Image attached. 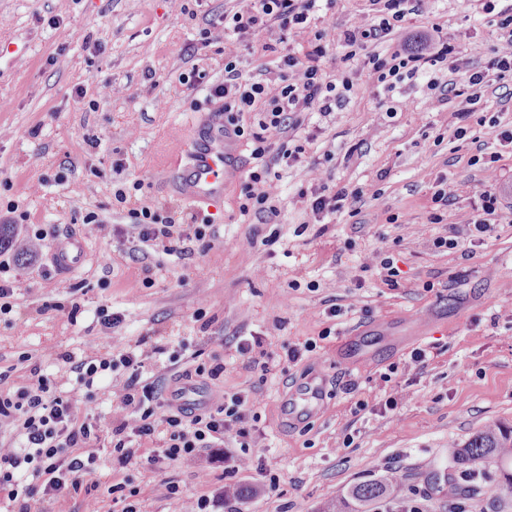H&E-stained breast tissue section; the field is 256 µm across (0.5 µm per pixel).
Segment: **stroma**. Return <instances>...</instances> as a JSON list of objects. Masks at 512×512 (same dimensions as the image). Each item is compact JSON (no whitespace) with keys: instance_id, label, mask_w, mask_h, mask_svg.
Here are the masks:
<instances>
[{"instance_id":"obj_1","label":"stroma","mask_w":512,"mask_h":512,"mask_svg":"<svg viewBox=\"0 0 512 512\" xmlns=\"http://www.w3.org/2000/svg\"><path fill=\"white\" fill-rule=\"evenodd\" d=\"M235 0H0V217L18 204L34 227L78 231L91 258L74 274L52 273L51 242L36 249L16 233L5 255L16 290L11 314L0 315V393H14L32 356L61 391L75 376L62 353L76 358L120 354L143 336L162 345L147 361L157 374L191 368L224 352V385L203 397L246 390L258 417L259 450L225 445L238 468L235 485L249 496L236 512H321L349 487L390 481L399 493L368 512L418 492L423 512H448V451L485 428L512 426V149L500 133L512 124V80L488 75L476 120L464 139L448 127L469 87L434 105L425 80L388 92L364 64L333 47L327 72L352 80L349 104L330 117L303 116L298 138H309L302 161L277 164L278 217L240 216L241 183L254 161L240 150L239 171L224 199L204 210L217 237L200 252L129 253L133 211L184 210L176 172L188 161L192 122L212 112L206 97L224 80V47L204 39ZM512 0H430L400 40L421 48L433 32L458 46L468 69H484L499 43L500 13ZM199 69L203 83L189 75ZM84 96H76V88ZM500 161H492V154ZM122 163V175L112 168ZM456 190L449 205L433 203L440 182ZM125 187L126 203L114 198ZM504 208L483 244L438 255L431 240L443 224H465L486 187ZM348 196L336 213L315 222L300 192ZM107 225L99 230L88 214ZM440 214L443 224L431 223ZM401 271L391 288L379 262ZM78 285L70 294L66 285ZM339 315L330 316L331 307ZM117 317L112 328L101 314ZM255 337L267 370L240 356V338ZM314 343L301 361L288 347ZM421 348L425 366L410 354ZM320 375L327 409L287 422L283 404L306 377ZM121 378L98 381L92 406L108 447L113 421L125 418L116 391ZM396 398L395 410L384 403ZM212 449L170 465L116 473L102 460L86 477L90 493L61 501V512H110V485L137 491L144 512H183L188 499L224 484ZM496 475L500 465L486 462ZM180 493L161 499V479ZM465 512H512L503 480L461 499Z\"/></svg>"}]
</instances>
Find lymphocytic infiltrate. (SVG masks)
Returning <instances> with one entry per match:
<instances>
[{
	"instance_id": "lymphocytic-infiltrate-1",
	"label": "lymphocytic infiltrate",
	"mask_w": 512,
	"mask_h": 512,
	"mask_svg": "<svg viewBox=\"0 0 512 512\" xmlns=\"http://www.w3.org/2000/svg\"><path fill=\"white\" fill-rule=\"evenodd\" d=\"M317 0H237L235 12L213 22L208 38L224 46V81L209 90V100L221 101L225 129L250 145L254 161L241 184V215L252 213L275 217L279 214L267 155L291 166L306 151L305 144H290L288 134L297 130L301 113L330 116L349 103L336 80L322 66L330 47H364L369 42L389 40L386 53L368 57L370 73L384 90L393 91L397 82L426 78L429 90L448 91V82L435 79L437 71L464 73L471 90L464 107L454 117L455 138L468 133L472 104L482 97L487 72L498 78L512 76V14L498 22L506 38L493 51L486 70L466 71L458 61L459 50L441 36H432L424 49L415 51L391 36L409 15L423 11L425 0H368L369 22L342 30L319 28L311 23ZM277 31V43L263 49L277 53L278 75L273 79L244 78L239 69L240 50L249 37ZM304 40L303 55L278 54V43L288 38ZM501 208L500 197L483 192L481 209L465 224L449 225L435 236V252L461 244L484 243L495 230L492 222ZM216 237L209 216L188 213L175 216L164 209L142 208L129 238L133 245L178 251L192 239L210 247ZM61 359L76 375V389L62 395L54 379L32 364L25 386L15 394H0V435L20 438L17 448H0V512H56L62 499L79 494L101 454H108L114 471L156 468L197 456L203 449L220 448L232 442L242 448L257 447V418L250 413L245 393H222L217 406L198 402L186 404L180 381L199 380L214 385L224 378V358L213 354L194 369L177 371L170 377L154 376L145 365L140 348H132L100 359H75L68 352ZM122 373L124 383L117 399L136 416L134 423L120 422L110 430L107 452L96 447L100 426L87 403L96 381L105 374ZM176 382L170 403H161V391Z\"/></svg>"
}]
</instances>
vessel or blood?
Masks as SVG:
<instances>
[{
	"label": "vessel or blood",
	"mask_w": 512,
	"mask_h": 512,
	"mask_svg": "<svg viewBox=\"0 0 512 512\" xmlns=\"http://www.w3.org/2000/svg\"><path fill=\"white\" fill-rule=\"evenodd\" d=\"M190 166L178 177L180 198L189 206L207 203L220 197L224 182L235 172L236 147L233 140H225L223 150L205 145L190 151ZM54 265L63 272L78 269L88 258L86 241L82 235L70 234L57 241L51 251ZM323 385L310 380L296 389L289 398L293 416L319 414L325 408Z\"/></svg>",
	"instance_id": "1"
}]
</instances>
